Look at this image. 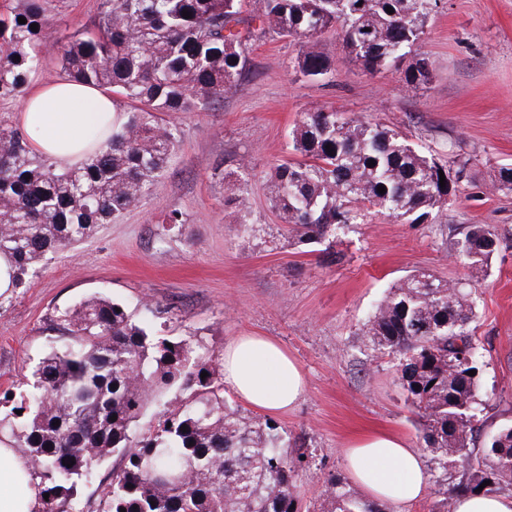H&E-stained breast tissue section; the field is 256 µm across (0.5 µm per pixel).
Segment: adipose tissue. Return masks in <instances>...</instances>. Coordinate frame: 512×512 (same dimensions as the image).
I'll return each instance as SVG.
<instances>
[{
    "label": "adipose tissue",
    "mask_w": 512,
    "mask_h": 512,
    "mask_svg": "<svg viewBox=\"0 0 512 512\" xmlns=\"http://www.w3.org/2000/svg\"><path fill=\"white\" fill-rule=\"evenodd\" d=\"M111 96L67 79L33 85L15 119L36 151L62 167L83 160L96 140L112 132ZM224 380L249 405L284 410L305 392L300 369L273 341L241 336L224 349ZM352 481L369 498L401 507L421 499L427 471L420 453L401 436L380 432L354 439L344 450ZM39 502L28 465L0 447V512H37Z\"/></svg>",
    "instance_id": "1"
}]
</instances>
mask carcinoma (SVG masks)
<instances>
[{"label": "carcinoma", "mask_w": 512, "mask_h": 512, "mask_svg": "<svg viewBox=\"0 0 512 512\" xmlns=\"http://www.w3.org/2000/svg\"><path fill=\"white\" fill-rule=\"evenodd\" d=\"M435 3L252 0L245 13L244 0H100L94 29L61 33L43 0H18L0 17V101L19 99L43 51L55 47L66 78L112 92L124 121L82 166L59 169L0 116V255L10 287H22L47 255L147 197L177 143L178 128L166 117L223 100L256 32L303 40L335 28L349 61L371 73L400 69L403 84L418 88L432 62L423 53L409 64L405 58ZM297 68L315 77L331 61L303 52ZM292 144L302 161L275 166L267 189L301 242L358 224L368 209L418 224L447 203L439 173L450 168L383 124L308 110ZM499 243L495 228L471 224L454 248L481 268ZM474 317L470 284L422 272L390 288L362 330L373 349L397 356L399 384L431 454L440 512H452L455 497L512 486V425L499 429L485 456L469 448L478 375L468 371L479 370L469 333ZM55 330L62 343L0 393V444L31 463L41 512H76L83 482L113 454L121 463L102 512H301L294 493L300 458L288 453L278 424L224 400L215 354L152 335L106 297L63 312ZM450 464L461 468L451 486ZM485 481L490 485L480 488ZM321 512L381 510L332 477Z\"/></svg>", "instance_id": "1"}]
</instances>
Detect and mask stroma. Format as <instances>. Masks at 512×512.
Wrapping results in <instances>:
<instances>
[{
    "label": "stroma",
    "instance_id": "stroma-1",
    "mask_svg": "<svg viewBox=\"0 0 512 512\" xmlns=\"http://www.w3.org/2000/svg\"><path fill=\"white\" fill-rule=\"evenodd\" d=\"M98 4L48 0L47 16L88 30ZM420 50L432 79L409 89L396 69L371 74L347 61L335 31L305 42L256 35L223 101L176 116L178 143L150 196L78 247L48 255L23 287L5 289L0 391L48 350L59 312L97 295L158 337L219 355L236 337L269 338L305 378L301 399L271 417L303 457L294 491L318 512L328 478L348 476L342 450L353 437L391 431L424 447L392 358L367 346L362 328L391 287L426 271L475 287L469 330L481 354L482 406L473 443L486 450L512 424V190L498 183L512 167V0H441ZM309 51L333 61L332 70L301 75L296 59ZM318 107L393 127L439 160L466 161L455 195L421 224L371 209L361 223L298 242L271 208L265 181L276 164L297 161L291 131ZM228 174L243 188L232 199ZM173 208L185 222L166 234L162 212ZM246 222L253 231H243ZM470 224L501 236L487 269L452 250Z\"/></svg>",
    "mask_w": 512,
    "mask_h": 512
}]
</instances>
